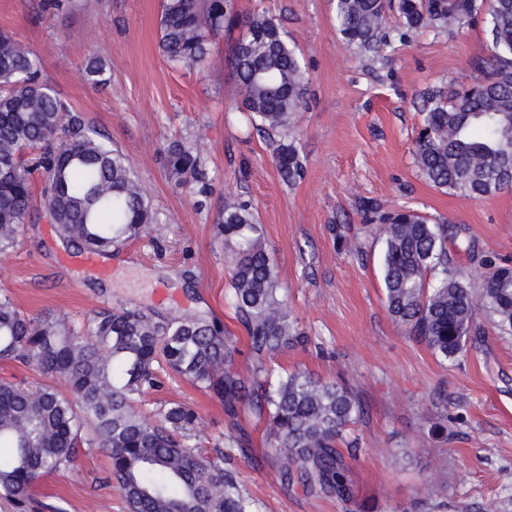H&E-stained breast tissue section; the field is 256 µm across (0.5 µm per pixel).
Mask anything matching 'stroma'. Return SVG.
Listing matches in <instances>:
<instances>
[{
  "instance_id": "1",
  "label": "stroma",
  "mask_w": 512,
  "mask_h": 512,
  "mask_svg": "<svg viewBox=\"0 0 512 512\" xmlns=\"http://www.w3.org/2000/svg\"><path fill=\"white\" fill-rule=\"evenodd\" d=\"M0 0V31L38 58L43 79L86 124L128 157L155 213L139 238L102 256L108 277L69 263L47 221L24 224L17 247L0 253V289L31 316L82 324L102 308L190 310L223 323L238 349L247 334L232 308L228 264L214 226L232 196L250 206L272 252L300 335L278 355L277 372L345 381L362 408L348 431L360 452L350 463L364 512H512V332L487 315L464 355L447 360L396 322L385 306L379 217L410 207L455 225L456 266L476 282L481 262L512 266V191L473 199L442 192L414 160L430 90L457 87L486 56L484 15L462 29L400 36L370 60L337 32L333 0H231L242 20L266 13L280 23L307 69L306 108L288 133L263 132L242 110L227 37L210 57L176 66L158 47L162 0ZM94 60L110 67L106 85L85 78ZM204 140V184H179L163 163L173 141ZM294 145L303 170L284 179L279 145ZM147 416L172 401L198 416L193 445L223 447L231 423L221 403L176 378L144 397ZM249 442L224 457L253 512H348L335 498L285 489L266 455L265 422L241 412ZM108 459L94 452L75 472L42 477L38 498L66 512H127Z\"/></svg>"
}]
</instances>
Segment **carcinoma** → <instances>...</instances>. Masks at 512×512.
<instances>
[{
  "label": "carcinoma",
  "instance_id": "1",
  "mask_svg": "<svg viewBox=\"0 0 512 512\" xmlns=\"http://www.w3.org/2000/svg\"><path fill=\"white\" fill-rule=\"evenodd\" d=\"M478 0H335L336 28L361 52L379 57L390 47L389 12L408 30H451L473 18ZM491 66L469 84L428 97L415 160L424 179L450 194L483 198L512 188V0H489ZM226 0H162L159 49L177 65H197L207 36L232 25ZM232 44L242 104L261 130L288 131L306 101V71L279 23L253 14ZM39 62L0 32V252L17 244L31 216V174L44 177L47 218L74 254L112 251L138 238L155 216L127 156L44 84ZM172 176L199 182L201 146L164 152ZM281 175L301 169L296 148L276 154ZM230 259L235 313L252 362L231 369L235 348L218 321L144 309H102L80 326L63 316H29L0 293V361L52 385L0 377V498L16 512H39L35 485L47 474L74 470L96 449L110 460V478L128 512H251V502L224 472V451L204 457L192 448L197 415L172 402L155 420L142 408L161 374H174L237 416L249 405L265 420L282 486L314 497L349 501L348 466L339 444L360 416L344 384L293 372L274 375L267 360L297 341L273 256L248 205L231 198L215 226ZM388 313L446 359L465 350L486 311L512 331V269L484 268L479 291L454 268L453 228L415 210L388 214L381 225Z\"/></svg>",
  "mask_w": 512,
  "mask_h": 512
}]
</instances>
